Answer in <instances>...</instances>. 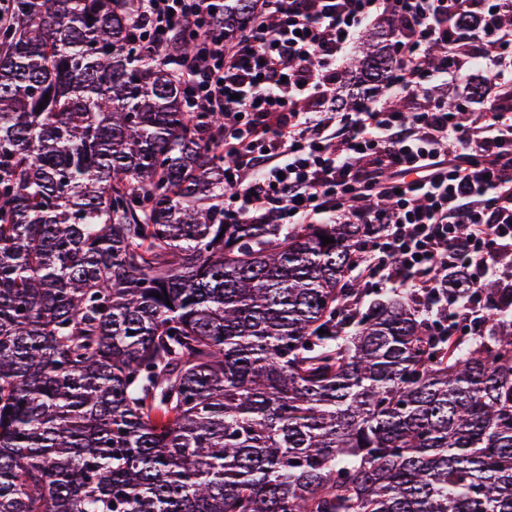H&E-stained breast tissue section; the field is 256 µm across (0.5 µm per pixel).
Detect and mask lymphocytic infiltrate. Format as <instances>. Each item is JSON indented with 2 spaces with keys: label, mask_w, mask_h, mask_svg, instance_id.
<instances>
[{
  "label": "lymphocytic infiltrate",
  "mask_w": 512,
  "mask_h": 512,
  "mask_svg": "<svg viewBox=\"0 0 512 512\" xmlns=\"http://www.w3.org/2000/svg\"><path fill=\"white\" fill-rule=\"evenodd\" d=\"M222 0H133L144 52L172 65L187 111L223 115L228 224H378L356 258L365 291L390 288L459 329L475 298L448 300L449 270L481 288L512 273V0H251L224 33ZM481 18L498 90L475 117L437 88L462 86L458 17ZM398 18L381 92L346 109L328 92L371 23ZM192 53L180 50L184 40ZM408 108L394 106L396 97Z\"/></svg>",
  "instance_id": "1"
}]
</instances>
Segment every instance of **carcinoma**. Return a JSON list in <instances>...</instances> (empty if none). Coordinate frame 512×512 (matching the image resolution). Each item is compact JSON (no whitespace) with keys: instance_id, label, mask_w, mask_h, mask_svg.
I'll return each mask as SVG.
<instances>
[{"instance_id":"obj_1","label":"carcinoma","mask_w":512,"mask_h":512,"mask_svg":"<svg viewBox=\"0 0 512 512\" xmlns=\"http://www.w3.org/2000/svg\"><path fill=\"white\" fill-rule=\"evenodd\" d=\"M118 2L0 26V512H512V284L451 336L348 311L375 224H224L220 118Z\"/></svg>"}]
</instances>
